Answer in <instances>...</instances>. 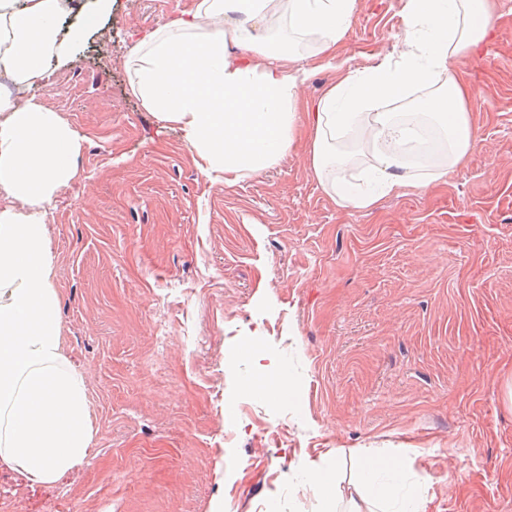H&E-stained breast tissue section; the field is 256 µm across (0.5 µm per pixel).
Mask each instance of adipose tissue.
Returning a JSON list of instances; mask_svg holds the SVG:
<instances>
[{"instance_id": "ef3b65f1", "label": "adipose tissue", "mask_w": 512, "mask_h": 512, "mask_svg": "<svg viewBox=\"0 0 512 512\" xmlns=\"http://www.w3.org/2000/svg\"><path fill=\"white\" fill-rule=\"evenodd\" d=\"M110 0H94L66 25L60 0H0V191L21 209H0V466L29 485L53 487L88 461L93 439L87 387L64 353L54 258L44 207L78 173L77 133L33 96L66 66ZM356 0H194L145 33L129 62L131 93L177 127L199 173L234 185L277 165L297 127L307 132L309 166L342 208H373L384 196L447 183L474 146L467 110L472 88L455 70L493 36L491 0H405L403 34L389 58L342 73L319 98L303 97L311 61L336 65ZM288 40L273 42L272 20ZM312 44L309 55L296 50ZM423 97H415V90ZM410 100L407 112L393 103ZM429 119L444 137L442 156L412 171L400 147ZM360 138L351 150L350 133ZM367 157L358 181L341 177L355 154ZM357 501L379 512H426L422 492L389 503L388 482L402 461L367 448L350 451Z\"/></svg>"}]
</instances>
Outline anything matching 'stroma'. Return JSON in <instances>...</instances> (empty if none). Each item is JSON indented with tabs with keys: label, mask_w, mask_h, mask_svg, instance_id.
Here are the masks:
<instances>
[{
	"label": "stroma",
	"mask_w": 512,
	"mask_h": 512,
	"mask_svg": "<svg viewBox=\"0 0 512 512\" xmlns=\"http://www.w3.org/2000/svg\"><path fill=\"white\" fill-rule=\"evenodd\" d=\"M193 0H111L42 103L81 141L47 206L65 354L85 378L89 462L31 490L0 471V512H317L299 475L352 448H420L400 491L428 512H512V0L458 59L476 143L444 185L343 209L304 138L227 186L128 86L144 31ZM404 0H358L337 63H380ZM264 346L288 399L243 391Z\"/></svg>",
	"instance_id": "35a3bbf8"
}]
</instances>
